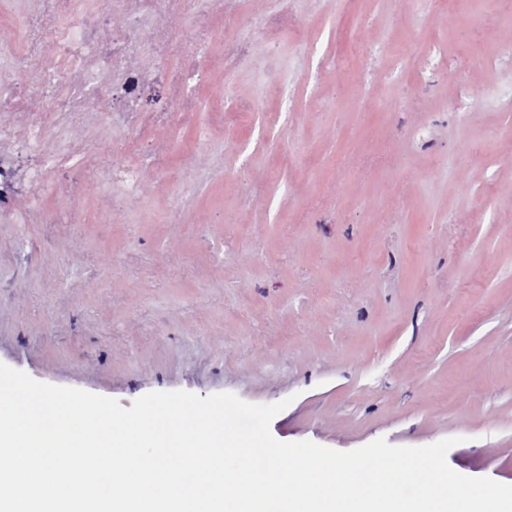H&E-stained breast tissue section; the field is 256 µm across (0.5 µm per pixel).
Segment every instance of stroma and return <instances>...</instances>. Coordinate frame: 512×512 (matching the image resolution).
Here are the masks:
<instances>
[{
  "label": "stroma",
  "instance_id": "stroma-1",
  "mask_svg": "<svg viewBox=\"0 0 512 512\" xmlns=\"http://www.w3.org/2000/svg\"><path fill=\"white\" fill-rule=\"evenodd\" d=\"M285 5L307 43L248 0L249 55L206 48L197 112L138 138L187 203L167 172L77 201L68 168L19 188L0 363L125 408L285 399L277 440L338 451L455 437L452 470L512 485V0ZM228 91L255 109L216 133Z\"/></svg>",
  "mask_w": 512,
  "mask_h": 512
}]
</instances>
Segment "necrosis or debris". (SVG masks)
<instances>
[{
  "label": "necrosis or debris",
  "instance_id": "necrosis-or-debris-1",
  "mask_svg": "<svg viewBox=\"0 0 512 512\" xmlns=\"http://www.w3.org/2000/svg\"><path fill=\"white\" fill-rule=\"evenodd\" d=\"M103 10L124 21L122 33L109 40L99 33ZM191 10L198 12L199 24L190 37L178 38L166 20ZM37 12L41 35L55 42L57 55L34 82L13 65L28 54L33 41L26 12L21 0H0V14H11L18 27L16 41L0 42V110L18 115L12 123L0 124V219L7 217L4 203L20 182L35 190L51 186L55 169L62 166L75 170L68 186L75 196L86 183L111 192L124 188L129 170L154 169V162L142 158L132 140L120 161L101 162V137L120 139L149 123L176 134L197 109L193 87L200 51L221 25L232 22L238 27L237 34L222 43L223 66L237 65L250 51L240 32L248 21L243 0H37ZM62 13L69 17L63 25L57 21ZM163 80L174 92V106L145 122L141 94ZM88 97L98 105L99 129L79 137L74 129L82 119L80 104ZM32 98L42 102L43 111H28ZM18 150L41 155L40 170L20 174L14 162Z\"/></svg>",
  "mask_w": 512,
  "mask_h": 512
}]
</instances>
